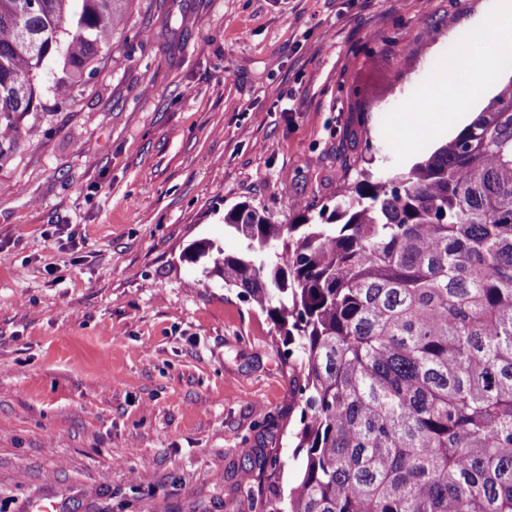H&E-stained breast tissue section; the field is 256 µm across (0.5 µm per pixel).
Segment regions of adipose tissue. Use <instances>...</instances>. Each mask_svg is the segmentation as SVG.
I'll return each mask as SVG.
<instances>
[{
    "instance_id": "obj_1",
    "label": "adipose tissue",
    "mask_w": 512,
    "mask_h": 512,
    "mask_svg": "<svg viewBox=\"0 0 512 512\" xmlns=\"http://www.w3.org/2000/svg\"><path fill=\"white\" fill-rule=\"evenodd\" d=\"M492 67L493 61L489 58L461 57L453 75L428 91L427 98L434 111V129L453 130L473 120L469 108L485 92V75Z\"/></svg>"
}]
</instances>
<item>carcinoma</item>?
I'll return each instance as SVG.
<instances>
[{"label": "carcinoma", "instance_id": "carcinoma-1", "mask_svg": "<svg viewBox=\"0 0 512 512\" xmlns=\"http://www.w3.org/2000/svg\"><path fill=\"white\" fill-rule=\"evenodd\" d=\"M132 0H0V162L36 109L39 71L74 84ZM224 287L282 345L298 482L247 448L259 512H512V77L411 166L298 204L278 224L240 203Z\"/></svg>", "mask_w": 512, "mask_h": 512}]
</instances>
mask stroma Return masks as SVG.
Instances as JSON below:
<instances>
[{"instance_id":"obj_1","label":"stroma","mask_w":512,"mask_h":512,"mask_svg":"<svg viewBox=\"0 0 512 512\" xmlns=\"http://www.w3.org/2000/svg\"><path fill=\"white\" fill-rule=\"evenodd\" d=\"M500 0H133L96 72L42 90L0 164V512H249L245 449L291 401L265 311L198 243L224 213L285 224L404 140Z\"/></svg>"}]
</instances>
